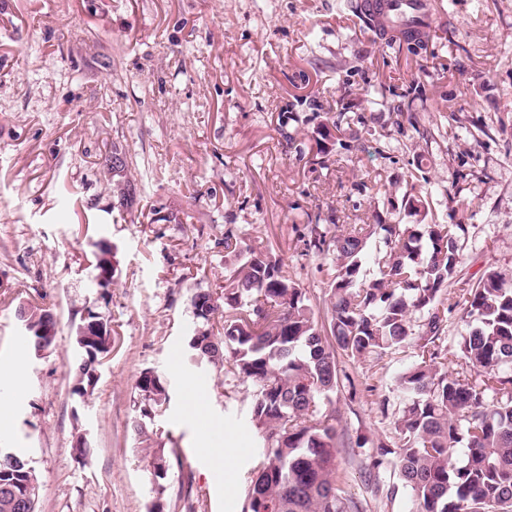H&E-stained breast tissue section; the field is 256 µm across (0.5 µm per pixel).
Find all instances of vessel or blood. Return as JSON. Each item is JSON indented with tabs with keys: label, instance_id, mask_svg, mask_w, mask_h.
I'll return each mask as SVG.
<instances>
[{
	"label": "vessel or blood",
	"instance_id": "1",
	"mask_svg": "<svg viewBox=\"0 0 512 512\" xmlns=\"http://www.w3.org/2000/svg\"><path fill=\"white\" fill-rule=\"evenodd\" d=\"M361 12L382 39L398 38L400 31H409L411 37L423 39L428 23H431L434 8L431 0H362ZM402 17L401 30L383 25V15Z\"/></svg>",
	"mask_w": 512,
	"mask_h": 512
}]
</instances>
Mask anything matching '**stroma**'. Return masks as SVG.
Returning a JSON list of instances; mask_svg holds the SVG:
<instances>
[{"label": "stroma", "mask_w": 512, "mask_h": 512, "mask_svg": "<svg viewBox=\"0 0 512 512\" xmlns=\"http://www.w3.org/2000/svg\"><path fill=\"white\" fill-rule=\"evenodd\" d=\"M435 2L416 47L379 43L344 0H0V360L25 373L0 448L30 459L38 512H241L263 460L255 387L188 347L192 296L224 286L225 225L281 258L317 309L326 275L301 253L305 226L408 224L412 197L430 222L465 228L449 290L512 275V0ZM335 120L350 149L329 140L318 154L317 128ZM115 152L142 187L129 212L113 207ZM99 238L115 248L104 290L89 264ZM24 302L57 317L44 355L23 344ZM89 310L111 324L112 351L80 397L75 331ZM414 352L340 360L357 386L333 398L340 432L394 447L395 381ZM145 371L170 397L146 446L131 429ZM196 406L222 428L223 477L197 449ZM82 432L87 463L72 448ZM150 446L179 454L165 480ZM338 463L367 512H411L405 493L387 495L393 476L367 493L366 454Z\"/></svg>", "instance_id": "1"}]
</instances>
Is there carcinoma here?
<instances>
[{"label": "carcinoma", "mask_w": 512, "mask_h": 512, "mask_svg": "<svg viewBox=\"0 0 512 512\" xmlns=\"http://www.w3.org/2000/svg\"><path fill=\"white\" fill-rule=\"evenodd\" d=\"M140 196L130 180L117 183V204L132 208ZM410 214L420 224L308 225L304 253L325 260L328 276L327 327L315 321L305 292L288 276L281 260L246 244L236 225L224 232V250L235 263L224 272L220 296L196 292L192 305L206 325L193 353L251 380L256 388L251 419L269 449L263 467L245 489L242 512H366L344 488L337 465L344 448L362 449L367 439H346L336 427L332 396L348 388L349 374L337 357L362 360L397 350L417 339V360L396 379L403 407L394 422L397 447L368 454V481L392 469L415 512H512V279L485 273L462 295L447 289L458 263L460 224H425L428 211L416 200ZM382 247L367 280L361 269L367 242ZM463 308L476 327L453 353L438 344L448 314ZM42 335L24 336L36 349L52 345L57 320L29 306ZM221 317V331L208 329ZM75 367L73 393L84 397L96 386V365L110 352L104 331L86 343ZM460 370L448 374V361ZM136 389L144 406L135 435L150 440L142 419L167 403L168 392L149 371ZM152 475L165 479L172 457L148 449ZM37 477L27 459L0 448V512H37L38 497H26Z\"/></svg>", "instance_id": "1"}]
</instances>
